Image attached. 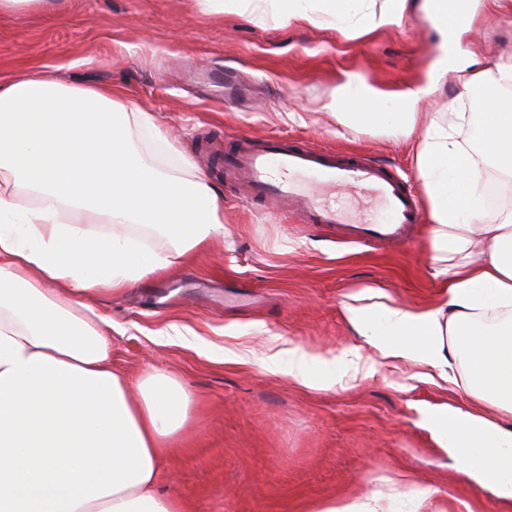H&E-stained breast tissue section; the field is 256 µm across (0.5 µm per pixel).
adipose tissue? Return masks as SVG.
Instances as JSON below:
<instances>
[{
    "instance_id": "ef3b65f1",
    "label": "adipose tissue",
    "mask_w": 512,
    "mask_h": 512,
    "mask_svg": "<svg viewBox=\"0 0 512 512\" xmlns=\"http://www.w3.org/2000/svg\"><path fill=\"white\" fill-rule=\"evenodd\" d=\"M339 93L374 108L373 126L407 134L425 91H407L395 112L365 83ZM483 108L477 153L457 139L460 112L434 123L417 153L444 299L425 309L351 304L346 315L385 356L460 374L466 394L503 415L444 412L434 429L479 439L499 460L480 478L512 498V209L483 221L479 194L485 168L512 182V103ZM142 137L172 148L149 113L111 89L35 73L0 83V512H187L157 484L190 399L165 373L134 386L115 374L112 321L82 302L164 273L224 232L208 178L187 161L178 174L159 168L140 154ZM20 186L35 206L18 204ZM77 212L115 229L92 234ZM125 224L152 228V242L136 243Z\"/></svg>"
}]
</instances>
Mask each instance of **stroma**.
Listing matches in <instances>:
<instances>
[{"instance_id": "35a3bbf8", "label": "stroma", "mask_w": 512, "mask_h": 512, "mask_svg": "<svg viewBox=\"0 0 512 512\" xmlns=\"http://www.w3.org/2000/svg\"><path fill=\"white\" fill-rule=\"evenodd\" d=\"M409 0L397 24L371 33L350 21H287L267 6L202 11L198 0H69L0 15V80L31 70L73 85L108 86L151 113L174 149L141 142L172 171L189 160L224 198V234L193 259L120 294L86 302L112 320V368L152 370L190 397L189 420L160 478L191 512H319L327 501L376 496L379 512H512V500L459 471L426 410L496 409L410 360H392L349 325L353 298L427 308L430 221L405 245L345 242L303 224L286 203H246L224 171L245 136L355 152L393 167L422 193L416 152L430 123L472 112L484 93L512 99L497 65L512 59V9L480 4L458 39V61L437 75L441 40ZM355 75L392 102L426 85L411 134L341 128L330 105ZM317 364L353 350L355 378L307 382L285 371L294 351ZM433 489L420 501L418 487Z\"/></svg>"}]
</instances>
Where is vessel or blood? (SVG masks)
Listing matches in <instances>:
<instances>
[{
  "instance_id": "b4317fda",
  "label": "vessel or blood",
  "mask_w": 512,
  "mask_h": 512,
  "mask_svg": "<svg viewBox=\"0 0 512 512\" xmlns=\"http://www.w3.org/2000/svg\"><path fill=\"white\" fill-rule=\"evenodd\" d=\"M224 163L237 175L244 200L287 201L301 223L341 226L360 243L405 241L423 221L422 202L405 180L356 153L338 156L285 140H247ZM299 175L308 176L313 189H302L295 181ZM338 190L369 191L387 206L386 220H348L342 207L325 199Z\"/></svg>"
}]
</instances>
